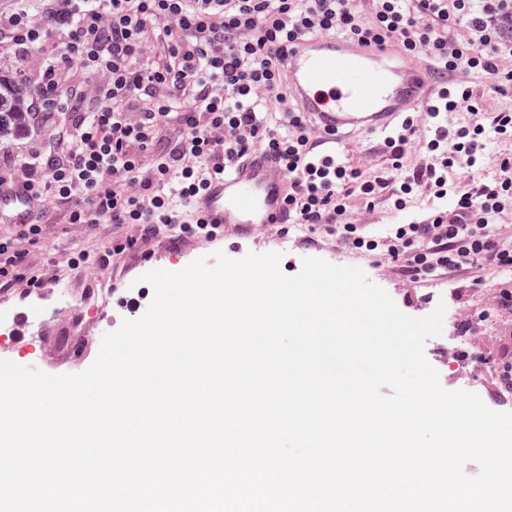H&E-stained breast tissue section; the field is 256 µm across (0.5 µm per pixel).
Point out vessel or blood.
Wrapping results in <instances>:
<instances>
[{
  "label": "vessel or blood",
  "mask_w": 512,
  "mask_h": 512,
  "mask_svg": "<svg viewBox=\"0 0 512 512\" xmlns=\"http://www.w3.org/2000/svg\"><path fill=\"white\" fill-rule=\"evenodd\" d=\"M287 87L320 130L313 155L335 158L344 134L387 128L401 113L424 111L432 85L421 65L344 38L311 36L288 51ZM288 185L282 170L263 156L212 179L196 210L238 238L283 221Z\"/></svg>",
  "instance_id": "1"
}]
</instances>
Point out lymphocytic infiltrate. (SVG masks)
Segmentation results:
<instances>
[{
  "instance_id": "1",
  "label": "lymphocytic infiltrate",
  "mask_w": 512,
  "mask_h": 512,
  "mask_svg": "<svg viewBox=\"0 0 512 512\" xmlns=\"http://www.w3.org/2000/svg\"><path fill=\"white\" fill-rule=\"evenodd\" d=\"M343 36L395 45L437 71L479 75L493 92L456 82L385 134L380 169L358 150L320 161L316 129L286 86L298 39ZM37 50L33 115L47 132L38 157L0 175V193L36 204L0 233V289L43 288L30 257L45 218L107 223L143 239L220 240L192 207L213 176L265 151L291 184L289 223L333 238L354 258L387 250L410 282L481 281L512 272V0H37L0 10V51ZM69 94L59 97V87ZM469 120L451 121V114ZM168 146L153 152L158 138ZM379 208L400 221L375 233L355 217Z\"/></svg>"
}]
</instances>
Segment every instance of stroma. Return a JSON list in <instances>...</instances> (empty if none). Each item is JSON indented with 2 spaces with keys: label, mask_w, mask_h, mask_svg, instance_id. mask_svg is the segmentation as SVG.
<instances>
[{
  "label": "stroma",
  "mask_w": 512,
  "mask_h": 512,
  "mask_svg": "<svg viewBox=\"0 0 512 512\" xmlns=\"http://www.w3.org/2000/svg\"><path fill=\"white\" fill-rule=\"evenodd\" d=\"M301 238L302 234L296 228L284 231L280 226H269L260 230L256 237L244 240L243 251L247 254L282 252L280 268L288 275L298 273L303 258L307 256H316L339 266L354 263L335 245L309 249L301 245ZM111 245L112 232L107 224L78 226L54 220L43 225L40 241L33 247L31 255L38 267L46 269L50 276L45 288L26 300L9 292H0V307L10 310L12 329L9 336L0 335V347L8 348L12 362L49 375H61L83 372L96 360L98 347H87L85 341L69 331L66 320L57 318L56 313L61 307L57 297L59 286L71 285L75 295L82 296L90 288L107 285L110 293L102 306L105 319L93 331L98 337L117 330L123 320L138 318L146 311L152 298L147 293V284L140 281L142 274L156 268L178 271L199 257L229 247L225 240L206 243L185 239L174 243L159 236L148 244L132 246L119 265L101 270L98 277L69 270L66 259L72 248L79 246L104 251ZM354 264L365 272L370 282L387 291L406 315L416 318L428 316L443 300L450 306V321L455 329H463L471 318L481 317L480 328L489 341L481 349L480 360H461L457 341L445 335L428 340L425 355L437 369L445 389L473 391L490 409L512 411V401L503 402L497 391V369L494 365L499 358V340L512 335V319L500 316L493 309L492 281L478 284L433 281L416 286L400 274L398 261L389 255L381 254ZM36 305L46 308L53 316L50 326L54 347L48 354L28 339L35 327L31 309Z\"/></svg>",
  "instance_id": "stroma-1"
}]
</instances>
